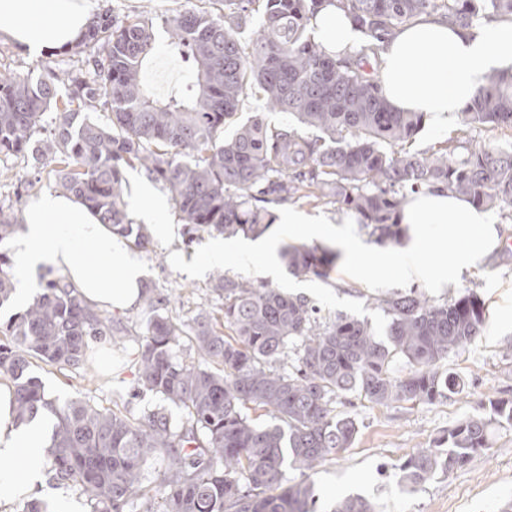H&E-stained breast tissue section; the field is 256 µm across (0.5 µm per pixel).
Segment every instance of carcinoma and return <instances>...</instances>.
I'll return each instance as SVG.
<instances>
[{
    "instance_id": "carcinoma-1",
    "label": "carcinoma",
    "mask_w": 512,
    "mask_h": 512,
    "mask_svg": "<svg viewBox=\"0 0 512 512\" xmlns=\"http://www.w3.org/2000/svg\"><path fill=\"white\" fill-rule=\"evenodd\" d=\"M206 3L220 5L224 18L201 7L164 22L168 49L191 61L189 95L148 92L144 62L156 54L157 39L152 21L141 15L93 17L71 69L49 70L35 81L0 72V155H29L50 168L65 192L139 249L150 245L151 234L124 209L125 171L135 167L170 194L187 246L201 232L226 239L265 235L276 206L304 187L356 215L381 243L405 239L408 227L398 218L410 192L442 188L512 216V142L480 145L460 158L446 141L428 154L413 153L407 145L424 126V114L393 110L374 77L382 44L402 27L432 14L462 27L481 13L512 20V0ZM330 5L370 37L338 59L307 34L314 15ZM256 14L260 26L244 44L239 33ZM60 84L68 92L54 133L35 141ZM249 90L286 122L272 126L263 112L236 122ZM98 100L111 111L108 126L83 115ZM464 120L512 129V73L488 74ZM280 256L295 277L326 281L338 253L297 243ZM11 267L0 252V307L15 293ZM211 288L224 297V329L202 313L192 336L156 312L151 286L141 299L153 315L137 381L179 406V419L163 407L134 416L46 395L31 359L81 368L91 343L123 333L67 277L47 280L24 311L0 325V377L13 387V423L53 419L47 474L77 488L93 512H316L308 477L352 447L358 434L355 419L336 411V399L355 392L376 405L433 404L460 393L463 381L440 362L479 336L485 320V304L471 290L442 303L415 288L381 293L374 301L389 318L381 334L355 316L323 323L306 297L243 278L218 274ZM185 337L200 364L178 355ZM287 356L292 371L274 370ZM398 361L410 367L401 378L393 375ZM248 403L276 423H253L242 412ZM503 421L512 422V400L487 399L481 412L397 465L393 477L416 487L450 474L487 450L492 426ZM157 460L164 469L150 487L146 471ZM287 466L303 479L288 483ZM330 512L377 510L357 495L336 500Z\"/></svg>"
}]
</instances>
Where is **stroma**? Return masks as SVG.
<instances>
[{
  "label": "stroma",
  "instance_id": "35a3bbf8",
  "mask_svg": "<svg viewBox=\"0 0 512 512\" xmlns=\"http://www.w3.org/2000/svg\"><path fill=\"white\" fill-rule=\"evenodd\" d=\"M188 6V0H94L93 12L98 15L107 11L119 18L140 14L159 27L166 16ZM74 61L66 50L31 56L0 38V72L9 70L36 79L45 68L66 70ZM145 79L160 96L184 91L192 83L185 65L164 48L146 67ZM510 139V131L461 122L445 134L422 129L411 148L423 153L444 141L456 154L463 155L479 145L502 144ZM55 187V179L48 172L37 174L23 159L0 156V208L5 212L21 213L29 201ZM294 213L330 227V235L319 240L320 245L334 248L339 254L328 280L299 279L285 269L279 276L270 277L249 266H226L223 274L262 282L286 293H299L319 308L323 320H332L339 313L354 315L367 319L380 331L387 319L376 308L373 297L381 292L415 286L428 298L441 302L468 288L486 305L481 335L441 363L443 370L463 379L462 393L434 404L401 402L377 406L356 401L351 412L359 432L352 448L327 461L314 476L319 512H329L337 499L348 495L377 503L381 512H501L506 502H512V424L494 425L489 451L475 455L462 469L436 476L416 490H407L394 477L382 475L380 468L394 466L429 447L448 427L478 412L487 398L512 399V220L493 212L496 247L476 268L464 271L454 282L434 288L416 278L394 280L373 270L353 274L344 254L347 241L357 239L370 245L373 237L354 219L312 197L296 198L279 206L278 219L268 230L267 239L281 246L304 242V235L296 233L288 222ZM166 218L175 228L173 235L153 240L149 250L139 254L147 283L155 295L165 299L167 314L178 322L193 325L203 311L223 317L224 300L210 288L213 271L201 275L192 272L210 243L211 234H200L192 245H184V225L175 207H168ZM113 317L122 322L128 333L116 344L93 343L87 369L34 361L33 372L41 378L51 398L61 403L83 399L110 410L126 407L134 414L162 406L158 394L137 389L135 380V361L149 312L141 305L114 312Z\"/></svg>",
  "mask_w": 512,
  "mask_h": 512
}]
</instances>
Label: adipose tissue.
Listing matches in <instances>:
<instances>
[{
	"label": "adipose tissue",
	"mask_w": 512,
	"mask_h": 512,
	"mask_svg": "<svg viewBox=\"0 0 512 512\" xmlns=\"http://www.w3.org/2000/svg\"><path fill=\"white\" fill-rule=\"evenodd\" d=\"M91 12L92 0H0V36L28 54L66 49L84 32ZM311 25L317 41L336 55L356 51L367 40L351 17L335 6L321 10ZM493 71L512 72V21L494 17L468 27L421 19L384 43L379 58L380 87L387 102L403 112L424 113L439 132L461 119ZM20 221L22 228L9 243L21 280L19 302H26L28 289L37 287L39 273L52 267L96 306L124 311L140 303L144 271L137 254L72 195L44 191L22 212ZM399 221L417 227L453 224L452 260L427 277L435 287L475 267L494 243L489 213L446 190L410 194ZM347 258L356 274L368 267L387 277L406 273L399 256L375 247L348 243ZM275 260L273 243L229 247L219 239L200 263L268 268ZM47 446L45 422L13 425L12 393L0 387V458L16 459L19 465L18 470L0 472V499L34 491Z\"/></svg>",
	"instance_id": "ef3b65f1"
}]
</instances>
